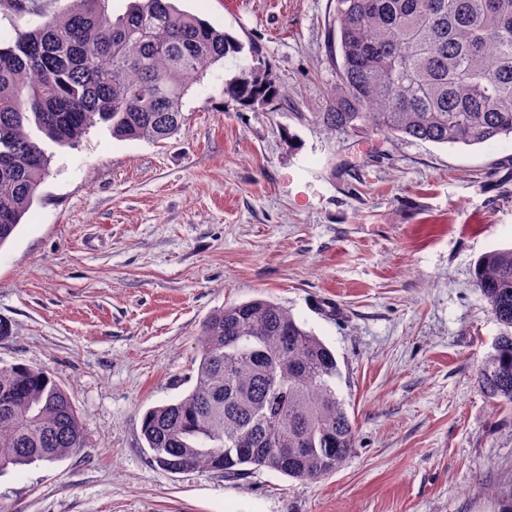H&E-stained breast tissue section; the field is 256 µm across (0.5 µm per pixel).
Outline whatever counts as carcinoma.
Returning <instances> with one entry per match:
<instances>
[{
	"mask_svg": "<svg viewBox=\"0 0 512 512\" xmlns=\"http://www.w3.org/2000/svg\"><path fill=\"white\" fill-rule=\"evenodd\" d=\"M98 2L71 0L0 47V247L48 172L26 125L56 142L74 143L98 122L116 138L160 142L184 126L183 99L208 69L243 52L170 0H134L114 19ZM328 46L339 57L332 105L311 117L329 130L466 146L512 138V0H335ZM223 94L261 108L281 98L266 66L246 61ZM473 282L505 329L478 385L511 406L512 248L480 257ZM200 344L193 388L142 417L152 461L229 479L265 468L301 481L342 466L356 430L336 392V356L287 309L268 299L225 306L204 322ZM83 448L61 384L36 367L0 366V471Z\"/></svg>",
	"mask_w": 512,
	"mask_h": 512,
	"instance_id": "cac0c4a2",
	"label": "carcinoma"
}]
</instances>
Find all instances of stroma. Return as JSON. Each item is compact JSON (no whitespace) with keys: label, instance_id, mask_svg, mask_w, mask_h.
<instances>
[{"label":"stroma","instance_id":"obj_1","mask_svg":"<svg viewBox=\"0 0 512 512\" xmlns=\"http://www.w3.org/2000/svg\"><path fill=\"white\" fill-rule=\"evenodd\" d=\"M269 62L278 107L226 102L236 59L159 143L106 125L51 157L0 247V364L72 393L84 449L0 472V512H512V407L477 368L502 331L473 283L512 247V139L331 133L334 0H175ZM68 0H0V47ZM268 298L336 355L356 446L316 481L171 473L143 413L186 393L215 310Z\"/></svg>","mask_w":512,"mask_h":512}]
</instances>
